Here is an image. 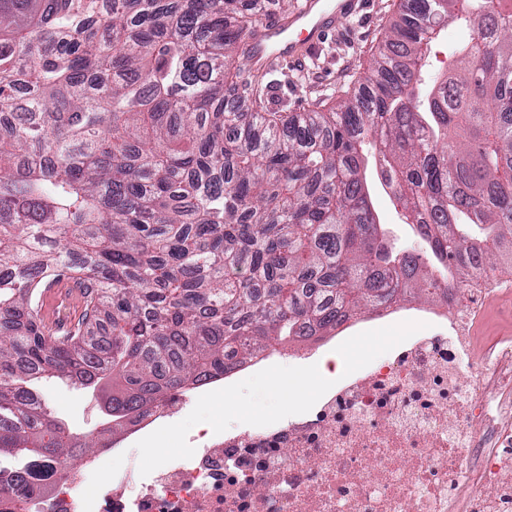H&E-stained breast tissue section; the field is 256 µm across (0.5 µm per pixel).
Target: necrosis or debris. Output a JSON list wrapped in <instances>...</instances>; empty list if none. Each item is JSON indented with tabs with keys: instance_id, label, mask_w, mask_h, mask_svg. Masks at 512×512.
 <instances>
[{
	"instance_id": "1",
	"label": "necrosis or debris",
	"mask_w": 512,
	"mask_h": 512,
	"mask_svg": "<svg viewBox=\"0 0 512 512\" xmlns=\"http://www.w3.org/2000/svg\"><path fill=\"white\" fill-rule=\"evenodd\" d=\"M486 288L331 389L313 411L218 435L198 431L148 470L88 484L112 449L76 459L29 512H512V337L475 344Z\"/></svg>"
}]
</instances>
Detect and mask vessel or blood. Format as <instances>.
<instances>
[{
    "mask_svg": "<svg viewBox=\"0 0 512 512\" xmlns=\"http://www.w3.org/2000/svg\"><path fill=\"white\" fill-rule=\"evenodd\" d=\"M356 7L357 0H303L290 16L273 14L253 31L244 46L250 73L261 75L281 60L301 61Z\"/></svg>",
    "mask_w": 512,
    "mask_h": 512,
    "instance_id": "obj_1",
    "label": "vessel or blood"
}]
</instances>
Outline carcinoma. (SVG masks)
I'll return each instance as SVG.
<instances>
[{
    "mask_svg": "<svg viewBox=\"0 0 512 512\" xmlns=\"http://www.w3.org/2000/svg\"><path fill=\"white\" fill-rule=\"evenodd\" d=\"M262 0H0V458L93 453L131 416L270 348L412 299L448 302L512 244V0H401L361 92L326 111L229 102ZM478 29L421 92L450 21ZM373 163L425 251L389 247ZM83 312L51 331L62 279ZM108 313L110 340L86 329ZM105 396L71 435L32 389Z\"/></svg>",
    "mask_w": 512,
    "mask_h": 512,
    "instance_id": "obj_1",
    "label": "carcinoma"
}]
</instances>
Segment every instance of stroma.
I'll return each instance as SVG.
<instances>
[{"mask_svg":"<svg viewBox=\"0 0 512 512\" xmlns=\"http://www.w3.org/2000/svg\"><path fill=\"white\" fill-rule=\"evenodd\" d=\"M399 4L400 0H363L361 11L330 34L301 63L295 66L283 63L271 70L265 78L262 96L265 107L309 112L317 103L353 97L372 71L376 47L397 19ZM473 36L472 28L456 23L442 30L427 55L422 74L424 86H431L438 75L453 67L458 50ZM367 181L375 211L390 241L399 248L416 246L418 240L405 224L393 194L382 188L375 171H368ZM446 310L441 302L413 300L406 309L383 321L374 320L366 312L348 324L342 335L315 343L314 348L319 357H341L342 371L348 374L365 363L384 358L405 337L432 334L428 323L430 312ZM303 370V364L286 348L274 366H258L246 375H233L227 385L192 392L179 419L149 429L127 445L124 455L105 460L93 476L94 483H104L114 469L129 463L147 468L167 459L168 449L187 447L189 436L202 428L218 432L265 420L292 419V412L285 410L275 396L273 384ZM37 390L53 415L71 433L83 437L99 431L105 416L100 399L91 390L59 378L42 380Z\"/></svg>","mask_w":512,"mask_h":512,"instance_id":"1","label":"stroma"}]
</instances>
